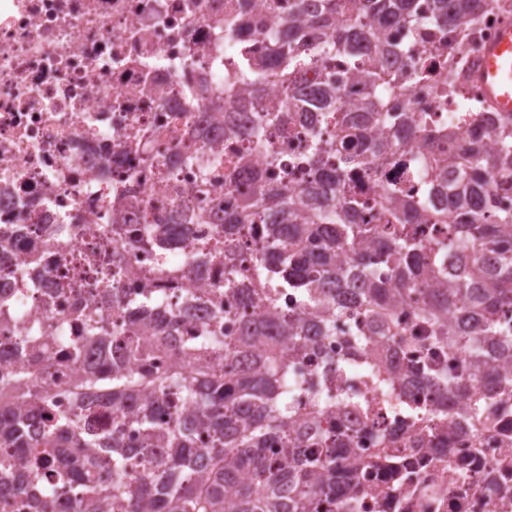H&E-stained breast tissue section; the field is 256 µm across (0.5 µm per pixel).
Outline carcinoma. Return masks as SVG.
<instances>
[{
    "mask_svg": "<svg viewBox=\"0 0 512 512\" xmlns=\"http://www.w3.org/2000/svg\"><path fill=\"white\" fill-rule=\"evenodd\" d=\"M432 22L464 26L475 21L486 0H435ZM305 20L317 27L333 28V36L309 55L294 53L298 20L277 18L288 32V41L280 46V63L245 74L244 83L256 102H261L268 81L277 82L290 92L310 62L331 63L339 54H352L360 46L369 50L373 62L366 77L372 87L386 83V48L381 29L387 22L411 20L412 0H300ZM362 112L370 120L383 111L380 100L371 98L347 108ZM324 120L336 126V147L327 150L313 142L301 162L330 183L335 195L325 202L316 198L313 188L300 200L277 186L261 185L255 198L246 202L245 213L224 217V238L205 246L202 253L224 263V288L246 286L251 293L256 318L246 338L226 341L214 325L204 326L198 335L183 344V353L194 358L188 375L180 367L160 370L152 363L151 353L134 341L124 350L131 367L112 370V379L104 381L89 375L81 386L107 401L122 418L140 415L143 450L166 448L160 455L147 458L146 472L131 483L126 481L127 464L116 454L95 452L98 440L81 434L80 427L64 424L53 415L52 385L24 370L0 384V448L13 453L0 456V469L23 462L28 480L39 482L37 512H54L57 499L72 486L80 488L75 512H103L102 503L112 502L114 512H318L317 501L326 482L336 478L339 463L330 453L336 447V432H331L322 448H302V435L295 425L288 398V364L266 346L268 336H286L292 350L300 354L308 343L293 326V320L278 316L274 310L279 288L295 290L300 302L331 322L341 318L339 304L326 299L325 286L341 279L336 267V251L346 249L361 269L362 299L367 316L377 327L398 335L399 329L388 315L389 293L371 275L376 260L390 264L398 282V294L410 291V285L429 279H449L447 288H431L419 309L420 319L435 335L452 346L461 340V328L448 322V310L481 324L484 335L512 340V322L503 321L498 311L512 307V252L502 253L499 270L488 272L473 259L466 260L454 276L435 261V254L448 248L447 241L427 250L409 230L420 218L430 224H443L447 216L426 208L424 201L406 196L393 199L392 221L382 232L374 224H360L357 216L365 201L347 194L344 173L336 169V156L355 146L360 152L374 149L364 146L360 132L349 130L345 113L329 110ZM392 125L425 131L422 115L394 112ZM499 146L492 151L471 141L462 145L460 157L449 158L448 168L456 172L453 182L455 204L470 208V202L488 186L486 177H512V128L497 132ZM271 205L288 207V223L270 227L269 241L258 258L242 267L236 261L240 244L236 228L262 221V210ZM454 239L468 244L473 253L512 234V212H500L484 218L476 215L467 224H450ZM251 353L255 367L229 374L211 368L215 355ZM196 406L211 435L210 447L196 448L191 429L179 411L164 425L153 416L154 407L168 404V397ZM37 411L43 428L31 434L25 416L14 404ZM69 430L75 447L83 449L86 465L71 467L66 461L56 464L57 478L38 480L41 464L33 449L53 451L63 448L62 433ZM280 447L269 448L273 436ZM206 459L205 469L192 473L194 459Z\"/></svg>",
    "mask_w": 512,
    "mask_h": 512,
    "instance_id": "cac0c4a2",
    "label": "carcinoma"
}]
</instances>
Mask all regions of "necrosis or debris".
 <instances>
[{"label":"necrosis or debris","mask_w":512,"mask_h":512,"mask_svg":"<svg viewBox=\"0 0 512 512\" xmlns=\"http://www.w3.org/2000/svg\"><path fill=\"white\" fill-rule=\"evenodd\" d=\"M434 9L435 0H416L415 22L387 30L390 80L381 90L351 74L370 63L364 51L352 63L309 65L303 109H289L285 92L268 86V102L291 115L258 138V107L239 70L278 59L265 0H0V305L8 310L0 320V378L37 362L56 386L59 419L79 420L104 446L140 447L134 421L113 426L107 405L73 388L84 376L112 373L99 345L82 339L84 315L120 327L177 316L167 342L140 339L160 369L207 323L220 322L225 339L240 336L254 316L246 293L225 290L223 265L198 248L223 235L221 217L241 211L254 175L296 195L316 183L300 157L315 139L336 141L322 119L328 82L340 85L342 104L378 92L387 108L426 114L433 129L413 140L366 129L384 152L361 166L343 163L351 192L367 201L360 223L387 224L386 187L456 215L453 176L435 171L432 160L458 155L466 141L492 144L504 117L472 74L484 45L512 20V0L462 28L430 24ZM228 14L240 18L229 36ZM195 150L223 161L207 171L179 163ZM106 239L122 245L113 297L95 291L101 269L86 261ZM145 292L157 295V305L135 308ZM339 294L344 316L327 328L293 290L276 293L277 312L294 315L308 339L306 356L283 352L302 384L296 413L317 411L321 426L348 432L327 499L345 512H512V391L487 390L470 366L476 354L511 373L512 344L480 336L439 343L417 317L418 290L390 305L400 336L371 334L359 291ZM60 328L81 342L79 358L55 343L32 347L31 337ZM363 334L368 346L355 351L352 339ZM438 371L472 383L442 395ZM338 392L350 404L338 405Z\"/></svg>","instance_id":"obj_1"}]
</instances>
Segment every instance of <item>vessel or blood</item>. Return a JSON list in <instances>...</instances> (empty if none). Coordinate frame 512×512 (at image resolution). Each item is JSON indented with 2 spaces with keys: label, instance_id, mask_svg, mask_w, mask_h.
<instances>
[{
  "label": "vessel or blood",
  "instance_id": "obj_1",
  "mask_svg": "<svg viewBox=\"0 0 512 512\" xmlns=\"http://www.w3.org/2000/svg\"><path fill=\"white\" fill-rule=\"evenodd\" d=\"M473 78L497 111L512 116V21L505 23L496 39L485 46L482 65Z\"/></svg>",
  "mask_w": 512,
  "mask_h": 512
}]
</instances>
